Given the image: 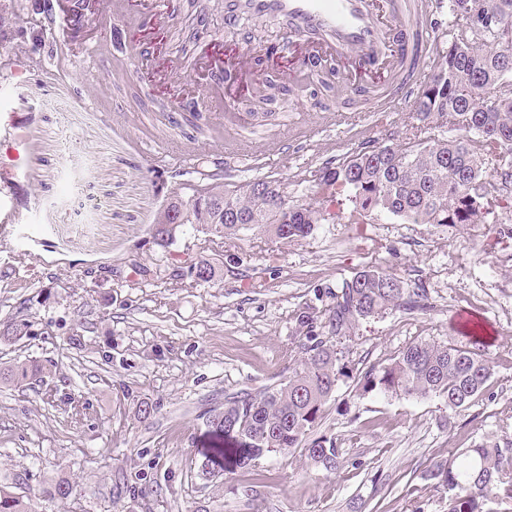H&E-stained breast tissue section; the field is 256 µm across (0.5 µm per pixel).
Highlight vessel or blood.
I'll return each instance as SVG.
<instances>
[{"instance_id": "1", "label": "vessel or blood", "mask_w": 512, "mask_h": 512, "mask_svg": "<svg viewBox=\"0 0 512 512\" xmlns=\"http://www.w3.org/2000/svg\"><path fill=\"white\" fill-rule=\"evenodd\" d=\"M174 2L159 0L146 16L133 0H101V7L136 31L128 46L138 78L164 76L174 95L169 107L173 124H183L191 113L205 115L211 133L197 146L204 153L229 151L255 160L286 147L284 137H239V127L249 119L234 107L238 96L261 97L272 84H308L315 63L321 62L326 79L338 82V111H353L361 101L367 111L388 112L419 81V64L432 51L423 23L434 12V0H223L225 29H237L244 20L283 18L293 36L274 48L213 45L200 59L204 80L195 84L179 56L157 59L146 42V30L162 29L176 15Z\"/></svg>"}]
</instances>
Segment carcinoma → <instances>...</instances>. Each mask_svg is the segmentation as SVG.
<instances>
[{"label":"carcinoma","mask_w":512,"mask_h":512,"mask_svg":"<svg viewBox=\"0 0 512 512\" xmlns=\"http://www.w3.org/2000/svg\"><path fill=\"white\" fill-rule=\"evenodd\" d=\"M452 13L467 22L477 14L512 21V0H450ZM411 132L389 138L322 167L317 194L338 210L297 200H280V180L256 178L244 184H213L202 209L208 224L196 231L233 236L243 230L283 241L303 239L321 221L364 224L386 214L412 224H482L512 221V166H493L505 142L512 143V55L492 43V31L479 36L469 27L448 49L439 70L414 102ZM453 135H448V132ZM324 316L302 312L297 325L305 342L303 357L288 377L252 396L224 400V410L206 419L209 432L236 444L240 464L301 445L331 400L338 381L350 377L343 352L330 338L349 336L359 321L400 307L422 308L423 287L409 289L399 276L362 269L326 291ZM31 322L0 328V340L29 335ZM491 378L486 360L462 346L417 341L391 363L360 374L362 394L437 396L448 409L470 405ZM305 457L327 471L342 464L336 437L323 435L304 448ZM429 477L450 493L448 512H512V460L505 449L485 442L430 470ZM0 512H35L23 497L0 487Z\"/></svg>","instance_id":"carcinoma-1"}]
</instances>
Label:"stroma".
Here are the masks:
<instances>
[{"instance_id": "obj_1", "label": "stroma", "mask_w": 512, "mask_h": 512, "mask_svg": "<svg viewBox=\"0 0 512 512\" xmlns=\"http://www.w3.org/2000/svg\"><path fill=\"white\" fill-rule=\"evenodd\" d=\"M47 0H16L0 24V124L25 138L23 158L0 191V326L26 319L29 336L0 342V370L26 360L25 380L0 381V484L38 512H447L429 480L434 464L475 444L512 442V223L411 224L385 214L368 224H318L282 242L251 230L224 238L180 228L172 242L150 231L171 194L191 198L202 174L225 181H293L366 142L405 133L412 99L385 123L310 109L333 102L328 85L293 90L271 105L258 139L306 126L307 141L279 155H148L161 118V82L106 76L82 80L84 45L110 40L120 22L84 12L75 37L48 24ZM429 83L457 22L441 6L426 23ZM103 96L130 114L117 124L89 103ZM238 265H230V258ZM210 262L209 283L191 263ZM366 267L422 282L431 306L395 309L336 339L352 377L342 379L314 436H335L340 469L301 452L271 454L202 471L214 437L205 424L224 399L257 394L302 358L296 318L318 290ZM478 347L491 368L485 392L452 412L437 397L361 394L355 376L395 359L409 344ZM152 407L138 412L140 403ZM72 487L50 496L58 479Z\"/></svg>"}]
</instances>
